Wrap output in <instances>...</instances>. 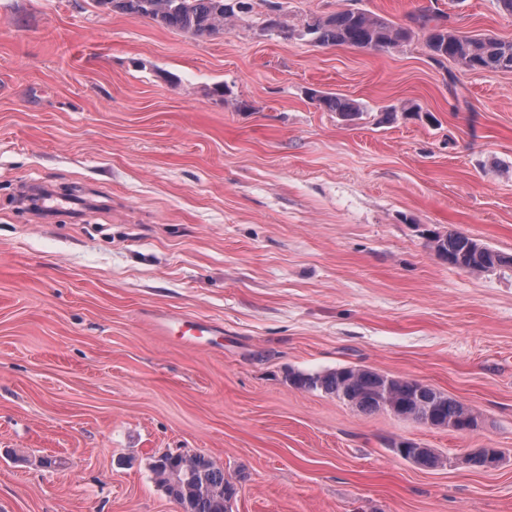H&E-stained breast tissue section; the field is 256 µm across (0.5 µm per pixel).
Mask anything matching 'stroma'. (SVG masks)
Listing matches in <instances>:
<instances>
[{
    "mask_svg": "<svg viewBox=\"0 0 512 512\" xmlns=\"http://www.w3.org/2000/svg\"><path fill=\"white\" fill-rule=\"evenodd\" d=\"M283 3L292 25L440 11L512 41L498 0ZM252 4L199 39L98 0H0V512H182L164 452L223 466L231 512H512V267L430 247L454 230L512 256V72L438 66L423 29L395 51L284 41ZM169 315L214 333L161 335ZM345 365L481 427L285 380ZM473 448L504 461L461 464ZM312 99L320 108L336 112L345 121H354L363 114V109L358 103L335 94L319 92L315 93Z\"/></svg>",
    "mask_w": 512,
    "mask_h": 512,
    "instance_id": "obj_1",
    "label": "stroma"
}]
</instances>
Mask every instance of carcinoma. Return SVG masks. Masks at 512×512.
<instances>
[{
	"label": "carcinoma",
	"instance_id": "cac0c4a2",
	"mask_svg": "<svg viewBox=\"0 0 512 512\" xmlns=\"http://www.w3.org/2000/svg\"><path fill=\"white\" fill-rule=\"evenodd\" d=\"M112 9L146 17L158 25L194 37H210L224 24L250 12L248 0H100ZM282 3L271 6L264 31L282 40L296 36L317 45H350L383 50L396 49L411 40L413 27L428 30V47L434 62H456L470 70L512 71V41L490 35H469L437 21L429 14L410 17L404 26L360 9H346L329 15H313L295 29L282 19ZM317 105L334 112L345 121L363 114L353 100L331 93L312 96ZM432 248L441 259L453 257L455 263L471 271H487L494 260L503 258L479 240L448 231L431 236ZM287 380L303 391L320 390L346 401L359 412L373 414L387 410L390 400L401 417L417 422H431L456 432L479 429L478 415L453 397L416 379L399 378L384 396V375L369 368L344 366L322 373L290 371ZM155 480L165 494L178 502L183 512H230L234 489L224 478V468L204 454L186 460L164 453L152 464Z\"/></svg>",
	"mask_w": 512,
	"mask_h": 512
}]
</instances>
